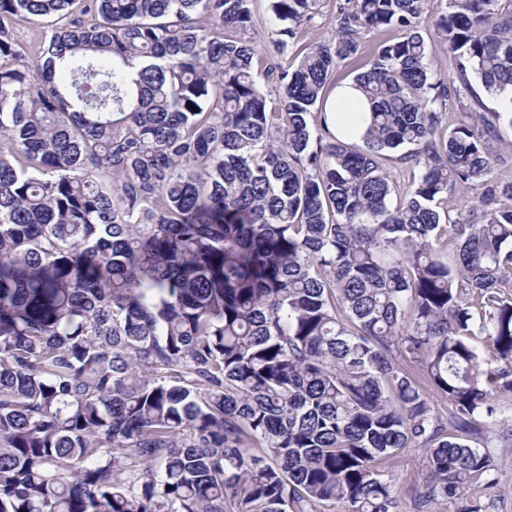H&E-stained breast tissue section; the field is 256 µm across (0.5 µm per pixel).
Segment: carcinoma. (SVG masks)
<instances>
[{
    "label": "carcinoma",
    "mask_w": 512,
    "mask_h": 512,
    "mask_svg": "<svg viewBox=\"0 0 512 512\" xmlns=\"http://www.w3.org/2000/svg\"><path fill=\"white\" fill-rule=\"evenodd\" d=\"M252 2L0 0V512H403L409 448L417 512H486L512 437V98L472 79L512 89V0H448L429 41L426 0H346L297 61L320 0H269L263 86ZM375 30L398 37L355 78V149L313 109ZM422 461L423 451L419 448H411L395 463V474L399 479L404 512H417L414 511V499L418 497L421 491L426 473Z\"/></svg>",
    "instance_id": "cac0c4a2"
}]
</instances>
